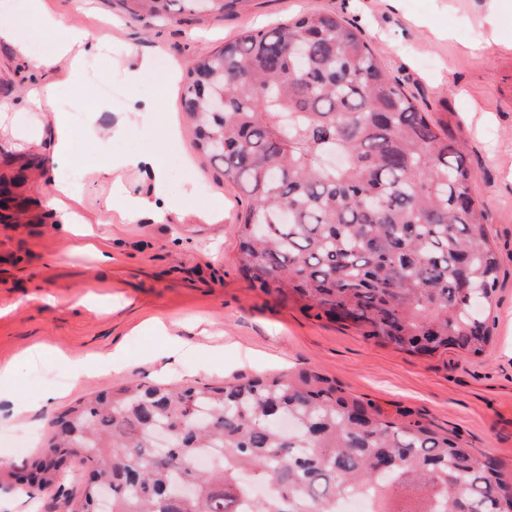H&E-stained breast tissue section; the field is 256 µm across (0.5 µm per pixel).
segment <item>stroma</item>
<instances>
[{
  "instance_id": "35a3bbf8",
  "label": "stroma",
  "mask_w": 512,
  "mask_h": 512,
  "mask_svg": "<svg viewBox=\"0 0 512 512\" xmlns=\"http://www.w3.org/2000/svg\"><path fill=\"white\" fill-rule=\"evenodd\" d=\"M59 31L19 28L20 37L52 55L60 30L89 29L111 42L89 59L80 80L54 88L39 112L8 113L20 127L65 117L79 151L70 168L81 187L80 214L104 250L101 266L76 249L78 239L50 223L41 174L49 162L33 144L0 137V183L10 194L0 206V368L20 365L0 390V439L30 438L13 456L23 472L44 454L49 423L89 393L128 381L145 385L180 381L218 384L259 371H315L386 411L404 409L498 461L512 477V0H503L487 24V0H238L224 16L183 15L169 22L130 14L121 0H45ZM308 11H332L367 34L382 65L416 98L419 109L448 126L477 176L473 196L488 214L487 231L499 263L497 292L486 312L491 342L477 358L453 352L423 360L365 339L358 331L318 320L277 294L254 288L240 272L236 226L246 207L238 188L197 150L182 109L181 84L161 76L163 63L191 65L200 55L234 40L247 27H273ZM154 56L139 82L125 84L116 64L126 43ZM155 100L158 113L139 119L110 148L178 153L168 169L172 192L192 191L181 220L99 223L111 200L109 184L91 178L101 156L86 133L91 112L112 129L130 100ZM179 126L175 141L160 137L163 122ZM218 209L209 224L202 212ZM160 318L171 334L196 342L209 331V349L189 351L166 367V339L139 332ZM44 355L26 359L34 342ZM121 349V372L56 381L68 360L93 359ZM57 399L43 405L42 394Z\"/></svg>"
}]
</instances>
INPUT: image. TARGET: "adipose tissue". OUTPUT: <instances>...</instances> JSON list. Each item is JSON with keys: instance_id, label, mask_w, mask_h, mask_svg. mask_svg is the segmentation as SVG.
<instances>
[{"instance_id": "adipose-tissue-1", "label": "adipose tissue", "mask_w": 512, "mask_h": 512, "mask_svg": "<svg viewBox=\"0 0 512 512\" xmlns=\"http://www.w3.org/2000/svg\"><path fill=\"white\" fill-rule=\"evenodd\" d=\"M35 20L45 30L58 25L53 13L45 7L44 0H0V43L11 45L18 57L38 71H49L61 81L77 80L84 62L103 51L104 45L95 32L85 29L66 30L52 56L46 57L36 52L31 42L18 36L19 21ZM89 138L99 151L104 152V160L94 167L96 179L108 182L118 200L117 214L126 219H147L156 224L168 223L171 216L182 212L181 201L171 199L166 194L167 175L159 155L134 151L117 157L107 155L108 138L102 137L96 127H89ZM31 143L42 147L50 157L51 165L42 176L51 193L47 202L52 222L73 230L81 218L75 212L73 203L78 191L61 175L75 150L70 131L62 118H55L51 134L33 131ZM128 170H139L148 174L153 182L150 192L144 193L128 186L122 174Z\"/></svg>"}]
</instances>
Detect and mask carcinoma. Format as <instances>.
<instances>
[{
	"mask_svg": "<svg viewBox=\"0 0 512 512\" xmlns=\"http://www.w3.org/2000/svg\"><path fill=\"white\" fill-rule=\"evenodd\" d=\"M234 0H124L169 21ZM182 107L196 147L248 197L237 225L249 282L419 358L481 356L498 260L466 153L420 111L370 39L330 11L252 29L195 60ZM224 99L214 112L210 100ZM331 146L340 168L320 158ZM167 427L173 441L156 448ZM64 462L87 448L93 493L71 512H512L497 461L406 410L387 414L319 373L201 387L122 384L52 421ZM220 461L202 468L205 449Z\"/></svg>",
	"mask_w": 512,
	"mask_h": 512,
	"instance_id": "cac0c4a2",
	"label": "carcinoma"
}]
</instances>
